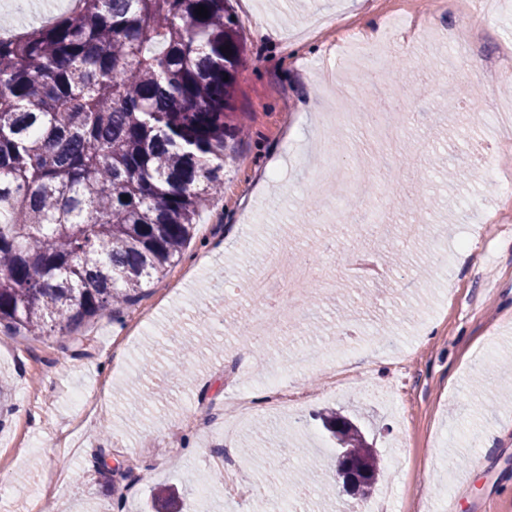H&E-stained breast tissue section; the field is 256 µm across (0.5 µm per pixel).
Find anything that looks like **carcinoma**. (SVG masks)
Here are the masks:
<instances>
[{
    "mask_svg": "<svg viewBox=\"0 0 512 512\" xmlns=\"http://www.w3.org/2000/svg\"><path fill=\"white\" fill-rule=\"evenodd\" d=\"M80 2L0 38V326L26 336L134 304L223 194L224 151L245 129L228 0ZM323 424L369 496L374 448L345 416Z\"/></svg>",
    "mask_w": 512,
    "mask_h": 512,
    "instance_id": "cac0c4a2",
    "label": "carcinoma"
}]
</instances>
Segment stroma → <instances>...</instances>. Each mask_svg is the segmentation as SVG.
Returning <instances> with one entry per match:
<instances>
[{"instance_id": "1", "label": "stroma", "mask_w": 512, "mask_h": 512, "mask_svg": "<svg viewBox=\"0 0 512 512\" xmlns=\"http://www.w3.org/2000/svg\"><path fill=\"white\" fill-rule=\"evenodd\" d=\"M242 25L244 65L236 105L246 131L224 158V193L198 218L182 259L120 314L87 321L81 343L0 328V512H150L162 487L181 512H226L217 459L233 394L247 384L254 414L232 442L255 480L291 501L295 471L314 473L303 512H358L363 499L336 473L337 444L320 413L352 419L376 450L379 485L396 483L397 512H512V149L496 106L512 102V72L485 84V59L512 45V0L482 25L468 58L480 120L452 106L455 75L435 36L448 15L435 0H230ZM365 29L389 46L386 75L359 77L346 109L396 94L409 99L401 135L409 150L391 168L398 198L385 209L384 248L398 264L368 283L349 267L368 249L358 227L322 223L337 194L312 174L326 140L346 144L342 183L382 207L357 159L373 150L365 126L330 130L326 85ZM495 165V183L479 175ZM416 224L406 239L399 225ZM450 252L435 262V242ZM276 254L282 270L300 256L331 294L304 302L305 328L283 325L256 352L240 326L253 310L243 286ZM371 302H364V293ZM346 332L350 370L329 383L324 369H292L303 345ZM279 378L307 401L289 414L268 404ZM84 393L87 404L74 399ZM294 454L266 464L279 435ZM134 464L128 485L109 469ZM213 495L198 500L201 486Z\"/></svg>"}]
</instances>
